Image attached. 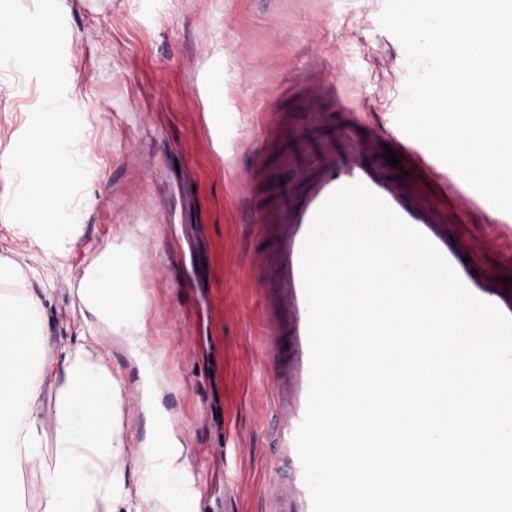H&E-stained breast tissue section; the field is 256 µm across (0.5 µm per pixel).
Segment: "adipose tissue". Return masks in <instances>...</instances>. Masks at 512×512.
<instances>
[{"label":"adipose tissue","mask_w":512,"mask_h":512,"mask_svg":"<svg viewBox=\"0 0 512 512\" xmlns=\"http://www.w3.org/2000/svg\"><path fill=\"white\" fill-rule=\"evenodd\" d=\"M50 22L28 25L0 0V100L18 96L12 70L23 60L24 71L43 73L36 108L23 133L12 136L0 152V203L21 232L63 247L75 210L69 184L81 161L83 131L68 115L81 104V91L69 82L59 95L54 67L42 45ZM0 283L16 294H0V512H27L17 478L24 470L38 473L41 512H115L129 500L118 466L124 456L120 422L121 389L102 357L78 344L63 352L64 376L54 397L50 427L31 420L41 403L45 359L43 307L30 294L26 270L0 254ZM81 312L98 324L122 329L130 353L144 370L142 402L155 408L157 383L145 348L144 291L141 264L135 254L105 247L86 265L76 290Z\"/></svg>","instance_id":"obj_1"}]
</instances>
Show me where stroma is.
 Masks as SVG:
<instances>
[{
  "mask_svg": "<svg viewBox=\"0 0 512 512\" xmlns=\"http://www.w3.org/2000/svg\"><path fill=\"white\" fill-rule=\"evenodd\" d=\"M385 0H59L61 71L78 83L91 127L78 179L86 205L61 255L19 235L0 212V254L15 259L42 296L50 380L35 419L50 425L62 350L86 336L75 302L87 260L107 245L137 251L146 272V346L159 376V405L178 476L172 512H267L276 477L275 423L262 395V296L253 258L264 241L241 223L240 197H275L292 181L281 156L299 139L336 134L333 126L281 130L250 177L252 144L264 110L298 115L287 97L310 55L330 71L358 76L368 120L382 133L395 116L408 75L400 42L381 29ZM0 105V151L21 133L38 101L39 72ZM485 224H452L450 238L489 275H512V256L485 242ZM87 347L102 355L122 389L120 421L128 488L139 482L155 418L141 405L142 370L117 333L98 331Z\"/></svg>",
  "mask_w": 512,
  "mask_h": 512,
  "instance_id": "obj_1",
  "label": "stroma"
}]
</instances>
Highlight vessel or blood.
<instances>
[{
  "label": "vessel or blood",
  "instance_id": "1",
  "mask_svg": "<svg viewBox=\"0 0 512 512\" xmlns=\"http://www.w3.org/2000/svg\"><path fill=\"white\" fill-rule=\"evenodd\" d=\"M296 85L305 99L307 124L318 128L336 116L341 130L334 137L317 140L307 150H290L283 162L294 170V183L280 191L273 208L249 205L243 211L244 223L258 225L273 239L271 250L257 254L254 261L262 273L256 285L264 300L271 364L268 388L276 443L282 450L276 460L281 476L270 485L267 494L269 512H312L295 446L310 387L308 311L300 255L309 225L329 195L339 186L363 182L421 231L470 288L482 287L483 282L471 274L454 241L449 239V224L490 218L495 237L512 243V215L496 213L494 206L456 172H449L447 181H434L430 190L422 191L409 181L388 176L373 162L378 141L358 118L359 107L349 95L350 89L357 86L354 76L346 74L340 82H332L324 64L312 58Z\"/></svg>",
  "mask_w": 512,
  "mask_h": 512
}]
</instances>
